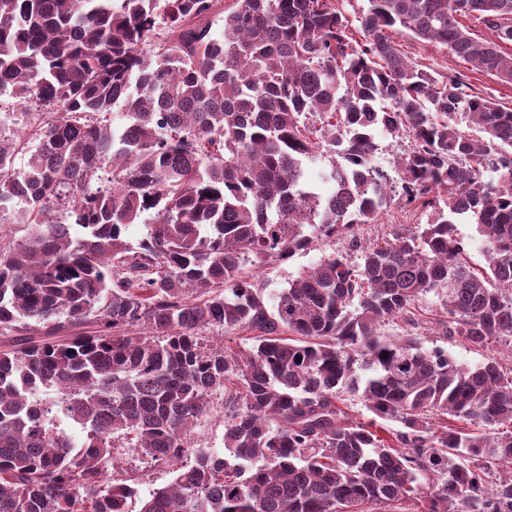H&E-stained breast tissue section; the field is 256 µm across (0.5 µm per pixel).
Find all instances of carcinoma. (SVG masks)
Segmentation results:
<instances>
[{
  "mask_svg": "<svg viewBox=\"0 0 512 512\" xmlns=\"http://www.w3.org/2000/svg\"><path fill=\"white\" fill-rule=\"evenodd\" d=\"M367 2L354 28L333 0H0V224L29 227L0 249V512H127L119 440L178 465L139 512H416L424 481L422 512H512V364L380 332L431 294L448 338L512 345V108L389 36L512 83V0ZM32 109L59 117L17 168ZM379 131L409 140L394 179ZM319 161L331 196L307 184ZM397 188L431 220L357 239ZM321 236L357 262L322 258L268 307L255 269ZM210 328L259 335L240 354ZM218 394L224 453L193 452Z\"/></svg>",
  "mask_w": 512,
  "mask_h": 512,
  "instance_id": "carcinoma-1",
  "label": "carcinoma"
}]
</instances>
